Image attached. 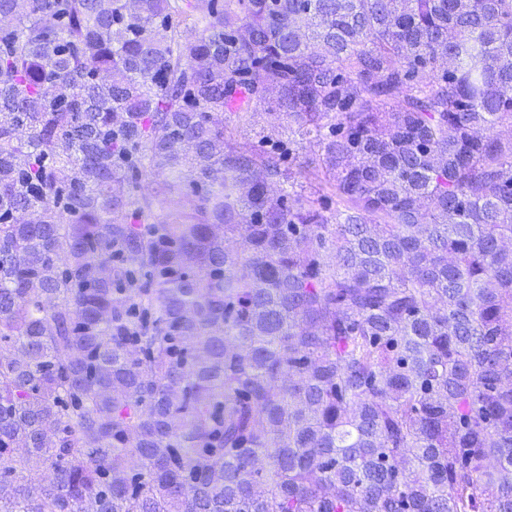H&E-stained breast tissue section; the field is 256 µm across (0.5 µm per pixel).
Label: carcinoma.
<instances>
[{
	"label": "carcinoma",
	"instance_id": "cac0c4a2",
	"mask_svg": "<svg viewBox=\"0 0 512 512\" xmlns=\"http://www.w3.org/2000/svg\"><path fill=\"white\" fill-rule=\"evenodd\" d=\"M0 15V512H512V0ZM254 112L256 115V122L252 125H238L229 124L228 131L230 132L231 140L236 146L250 147V146H264L266 143H262L261 137L263 135L274 134L282 135L284 139L288 138V128L285 122L280 124L281 120L277 119L274 112H279L277 107L272 102H258L253 104ZM300 139L297 137V140ZM299 143L295 146L296 149V161L291 162L288 161V155L284 161L283 168L287 170L288 174V166L290 168L289 176H290V182L297 183L296 189L303 195L308 196L310 195V192H312V189L310 188V185L305 182V180L301 177L300 171L301 166H305L309 163H311L313 160H316L318 158V148L313 145V143H310L309 140L303 139L298 140ZM289 163V164H288ZM301 185V187L299 186Z\"/></svg>",
	"mask_w": 512,
	"mask_h": 512
}]
</instances>
